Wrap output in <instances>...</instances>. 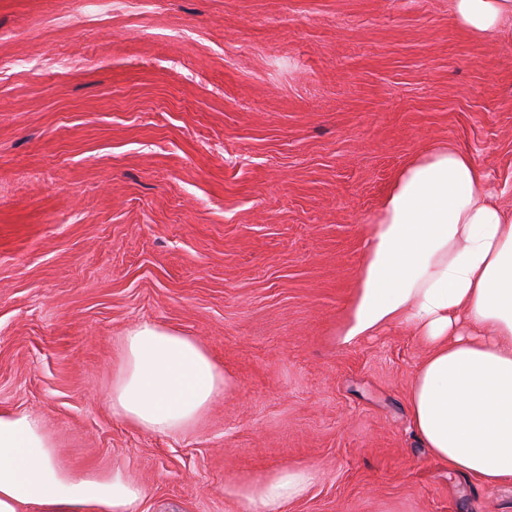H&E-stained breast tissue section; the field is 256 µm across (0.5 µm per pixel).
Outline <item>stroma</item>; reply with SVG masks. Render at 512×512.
<instances>
[{
	"label": "stroma",
	"instance_id": "35a3bbf8",
	"mask_svg": "<svg viewBox=\"0 0 512 512\" xmlns=\"http://www.w3.org/2000/svg\"><path fill=\"white\" fill-rule=\"evenodd\" d=\"M468 150L512 203V44L448 0H0V409L43 418L73 475L121 467L139 512H239L285 465V512H512L409 429L424 347L336 344L399 172ZM143 323L234 381L190 429L110 394ZM312 481V472L301 466H283L256 481L236 486L233 493L243 512H280L306 493Z\"/></svg>",
	"mask_w": 512,
	"mask_h": 512
}]
</instances>
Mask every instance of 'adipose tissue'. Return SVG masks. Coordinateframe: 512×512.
Listing matches in <instances>:
<instances>
[{
	"mask_svg": "<svg viewBox=\"0 0 512 512\" xmlns=\"http://www.w3.org/2000/svg\"><path fill=\"white\" fill-rule=\"evenodd\" d=\"M453 23L512 43V0H449ZM402 325L427 353L409 388L410 429L453 474L512 483V208L471 153L440 145L398 176L365 244L339 327L348 347ZM233 383L191 337L130 330L112 384L115 416L149 432L188 428ZM312 473L284 466L234 487L243 512H283ZM143 486L121 469L72 475L36 415L0 410V512H139Z\"/></svg>",
	"mask_w": 512,
	"mask_h": 512,
	"instance_id": "1",
	"label": "adipose tissue"
}]
</instances>
